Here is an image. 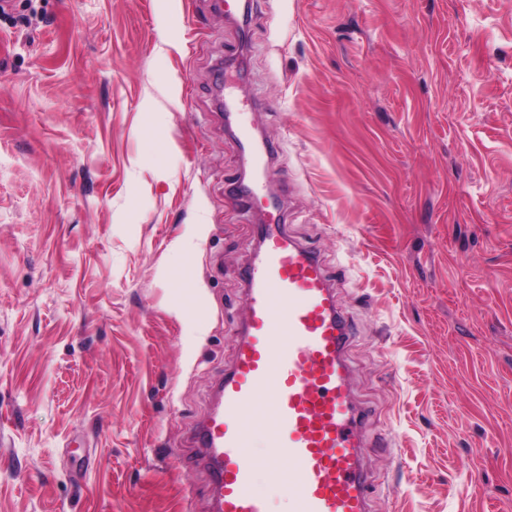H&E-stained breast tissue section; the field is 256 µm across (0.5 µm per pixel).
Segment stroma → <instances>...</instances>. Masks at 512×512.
<instances>
[{"instance_id":"stroma-1","label":"stroma","mask_w":512,"mask_h":512,"mask_svg":"<svg viewBox=\"0 0 512 512\" xmlns=\"http://www.w3.org/2000/svg\"><path fill=\"white\" fill-rule=\"evenodd\" d=\"M14 0L0 14V512H210L255 164L319 250L373 512H512V0ZM256 426V488L288 512Z\"/></svg>"}]
</instances>
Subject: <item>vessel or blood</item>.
<instances>
[{"instance_id": "1", "label": "vessel or blood", "mask_w": 512, "mask_h": 512, "mask_svg": "<svg viewBox=\"0 0 512 512\" xmlns=\"http://www.w3.org/2000/svg\"><path fill=\"white\" fill-rule=\"evenodd\" d=\"M236 200L259 218L260 242L243 271L247 312L235 361L191 436L209 473L211 512H270L255 489L258 415L273 462L267 474L288 482L293 512H371L362 436L370 410L349 385L351 325L331 277L259 184Z\"/></svg>"}]
</instances>
